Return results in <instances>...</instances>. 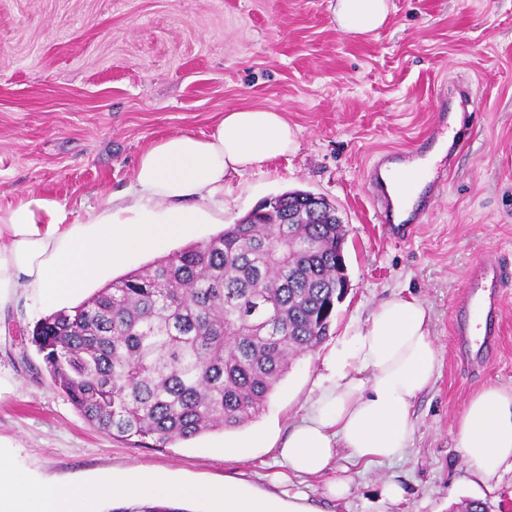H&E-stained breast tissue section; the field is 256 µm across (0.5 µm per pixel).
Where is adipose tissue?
Instances as JSON below:
<instances>
[{"instance_id": "obj_1", "label": "adipose tissue", "mask_w": 512, "mask_h": 512, "mask_svg": "<svg viewBox=\"0 0 512 512\" xmlns=\"http://www.w3.org/2000/svg\"><path fill=\"white\" fill-rule=\"evenodd\" d=\"M334 15L339 31L364 36L386 24L389 6L387 0H336ZM295 147L284 113L241 107L225 112L205 135L153 141L125 192L107 195L101 206L70 209L29 196L0 209V306L23 287L43 307H65L112 268L189 237L208 219L209 207L223 208L227 180ZM436 363L423 303L401 294L384 301L331 360L327 384L281 444V461L291 473L318 476L341 448L367 466L402 458L414 432L412 403L431 385ZM453 431L478 481L512 470V388L477 390ZM219 493L224 512H318L302 495L283 505L231 482ZM90 495L125 503L145 493L111 477L93 486L32 487L0 459V512H70L72 502Z\"/></svg>"}]
</instances>
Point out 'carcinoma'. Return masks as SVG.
Listing matches in <instances>:
<instances>
[{"label": "carcinoma", "instance_id": "cac0c4a2", "mask_svg": "<svg viewBox=\"0 0 512 512\" xmlns=\"http://www.w3.org/2000/svg\"><path fill=\"white\" fill-rule=\"evenodd\" d=\"M306 191L39 319L28 342L84 418L138 446L247 425L336 318L345 225ZM288 223L283 224V216ZM109 512H188L169 501Z\"/></svg>", "mask_w": 512, "mask_h": 512}]
</instances>
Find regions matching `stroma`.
<instances>
[{
	"instance_id": "obj_1",
	"label": "stroma",
	"mask_w": 512,
	"mask_h": 512,
	"mask_svg": "<svg viewBox=\"0 0 512 512\" xmlns=\"http://www.w3.org/2000/svg\"><path fill=\"white\" fill-rule=\"evenodd\" d=\"M335 0H0V207L24 196L99 205L125 189L145 147L171 133H208L241 106L285 113L297 148L232 178L224 216L198 225L199 243L267 196L307 190L336 205L347 231L350 290L326 341L297 359L249 425L165 448H136L89 424L55 387L20 334L43 316L19 289L0 309V456L31 483H134L166 476L186 512H223L209 488L233 479L319 512H455L466 499L512 512V472L473 482L452 434L468 398L512 387V289L487 362L462 364L452 312L476 260L512 258V0H388L389 21L362 38L336 28ZM473 103L432 169L443 192L413 238L386 237L367 172L390 151L438 142L439 104L457 87ZM419 298L437 349L431 387L414 401L401 460L354 463L339 449L322 476L289 473L277 453L328 375L326 362L383 301ZM261 429L267 448L224 457L226 443ZM343 480V498L329 496ZM401 499L383 495L386 482Z\"/></svg>"
}]
</instances>
